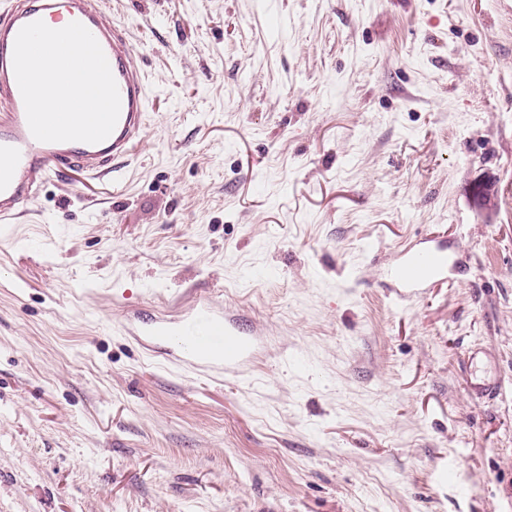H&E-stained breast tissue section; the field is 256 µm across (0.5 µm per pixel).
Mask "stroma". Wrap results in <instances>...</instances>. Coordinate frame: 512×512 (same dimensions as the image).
Wrapping results in <instances>:
<instances>
[{
	"label": "stroma",
	"instance_id": "obj_1",
	"mask_svg": "<svg viewBox=\"0 0 512 512\" xmlns=\"http://www.w3.org/2000/svg\"><path fill=\"white\" fill-rule=\"evenodd\" d=\"M94 3L147 125L0 223V512H512V0ZM201 293L247 381L123 335ZM448 250L427 247L402 254L395 266L393 280L402 288H426L443 281L448 272Z\"/></svg>",
	"mask_w": 512,
	"mask_h": 512
}]
</instances>
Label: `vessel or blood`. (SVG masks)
<instances>
[{
	"label": "vessel or blood",
	"mask_w": 512,
	"mask_h": 512,
	"mask_svg": "<svg viewBox=\"0 0 512 512\" xmlns=\"http://www.w3.org/2000/svg\"><path fill=\"white\" fill-rule=\"evenodd\" d=\"M66 14L82 23L102 47L117 83L121 110L111 135L90 144L79 141L42 142L29 129L23 98L13 69V51L19 30L31 22ZM145 75L129 52L123 34L111 16L91 0H11L0 12V221L15 219L31 196L35 175L55 176L75 167L86 173L108 174L114 161L130 156L143 129ZM446 248L435 246L406 251L395 266L393 279L404 288H426L443 281L448 271ZM130 335L162 346L166 360L215 378L227 372L246 374L260 346L240 319L211 296L195 298L177 318L153 316L130 328Z\"/></svg>",
	"instance_id": "obj_1"
}]
</instances>
